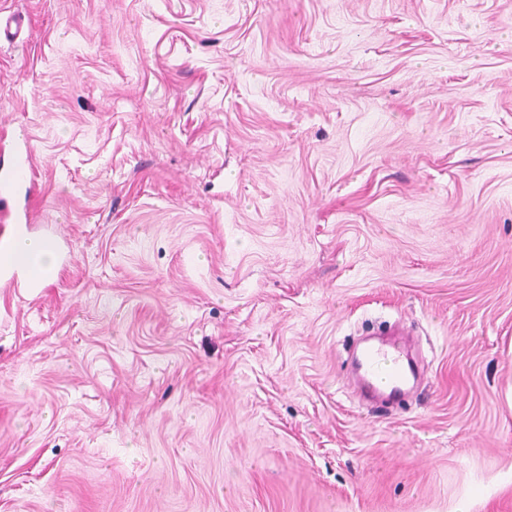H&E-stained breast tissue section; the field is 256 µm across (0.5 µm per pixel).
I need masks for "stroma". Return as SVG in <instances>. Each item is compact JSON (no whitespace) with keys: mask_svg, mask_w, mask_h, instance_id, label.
Segmentation results:
<instances>
[{"mask_svg":"<svg viewBox=\"0 0 512 512\" xmlns=\"http://www.w3.org/2000/svg\"><path fill=\"white\" fill-rule=\"evenodd\" d=\"M49 285L0 283V512H512V0H0ZM402 322L419 391L346 345ZM29 21L23 14L14 13L7 17L0 14V41L2 38L9 42H16L24 33ZM355 361L357 386L371 402L397 399L418 379L403 338L368 343L355 355Z\"/></svg>","mask_w":512,"mask_h":512,"instance_id":"obj_1","label":"stroma"}]
</instances>
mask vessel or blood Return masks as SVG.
Masks as SVG:
<instances>
[{"label":"vessel or blood","mask_w":512,"mask_h":512,"mask_svg":"<svg viewBox=\"0 0 512 512\" xmlns=\"http://www.w3.org/2000/svg\"><path fill=\"white\" fill-rule=\"evenodd\" d=\"M29 21L19 13L0 16V39L10 42L21 38ZM35 178V158L28 142L19 143L8 169H0V194L8 195L26 187ZM51 279L37 255H29L19 264L18 253L10 240L0 241V282L25 283L43 288ZM355 380L362 395L372 402H387L405 394L417 381L418 373L408 354L406 342L389 338L363 346L355 356Z\"/></svg>","instance_id":"1"}]
</instances>
